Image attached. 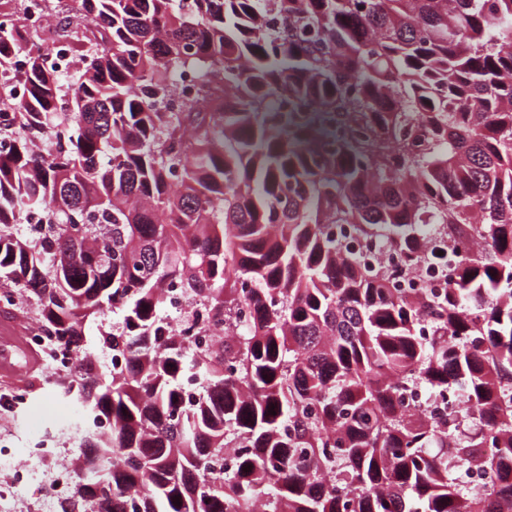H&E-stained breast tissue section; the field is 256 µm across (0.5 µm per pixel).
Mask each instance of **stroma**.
Listing matches in <instances>:
<instances>
[{
  "label": "stroma",
  "instance_id": "1",
  "mask_svg": "<svg viewBox=\"0 0 512 512\" xmlns=\"http://www.w3.org/2000/svg\"><path fill=\"white\" fill-rule=\"evenodd\" d=\"M37 314L34 300L22 297L13 305H0V336H11L20 347L13 357L16 371L0 368V393H12L16 382H25L28 404L24 409L11 411L8 427L0 432V442L10 448L9 458L0 461V473L8 474L11 464L22 461V450L29 444L35 428L51 427L61 435V454L72 458L81 452L76 425L81 410L76 405L59 401L61 390L48 362L25 339Z\"/></svg>",
  "mask_w": 512,
  "mask_h": 512
}]
</instances>
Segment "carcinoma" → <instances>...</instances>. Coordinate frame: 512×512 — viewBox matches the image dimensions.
Instances as JSON below:
<instances>
[{
    "label": "carcinoma",
    "mask_w": 512,
    "mask_h": 512,
    "mask_svg": "<svg viewBox=\"0 0 512 512\" xmlns=\"http://www.w3.org/2000/svg\"><path fill=\"white\" fill-rule=\"evenodd\" d=\"M78 2L65 83L0 14V74L27 62L0 98V285L77 353L120 317L111 381L86 357L63 385L112 423L70 512H512V0ZM433 231L448 287L409 296ZM168 288L196 302L181 334ZM416 387L464 405L408 412ZM331 230L335 233L336 238L347 243L350 250L369 262L376 263L380 266L391 267L397 263V256L388 250L374 249L370 253L362 250V242L357 238L355 231L348 224H332ZM119 317L112 314V311L107 310L101 314L95 322L91 323L86 331L87 335V348L96 357V363L99 370L103 373H108V368L112 369V356L107 357L109 353L102 350L96 343V336L99 335L100 331H112V324L117 322ZM108 365V368H107Z\"/></svg>",
    "instance_id": "cac0c4a2"
}]
</instances>
